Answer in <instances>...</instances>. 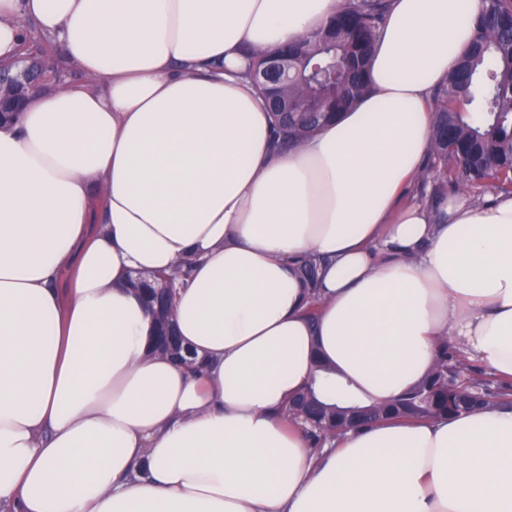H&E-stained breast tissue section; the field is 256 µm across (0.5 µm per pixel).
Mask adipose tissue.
I'll list each match as a JSON object with an SVG mask.
<instances>
[{"instance_id":"adipose-tissue-1","label":"adipose tissue","mask_w":512,"mask_h":512,"mask_svg":"<svg viewBox=\"0 0 512 512\" xmlns=\"http://www.w3.org/2000/svg\"><path fill=\"white\" fill-rule=\"evenodd\" d=\"M342 2L0 0V58L37 32L85 77L0 123V512H512V410L318 454L276 414L315 379L391 400L444 337L512 378V194L407 199L474 36L457 0H390L367 92L274 145L248 56ZM182 263L195 374L125 286Z\"/></svg>"}]
</instances>
